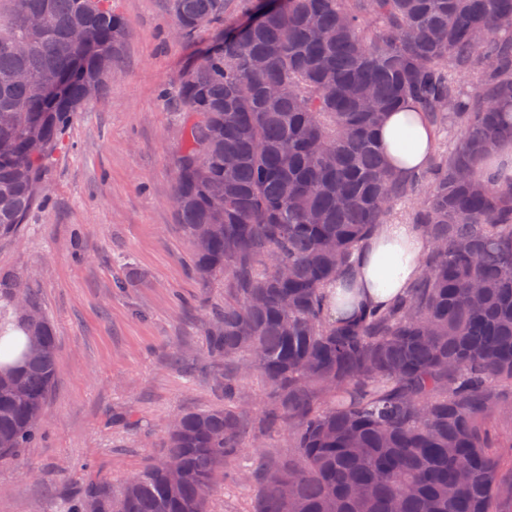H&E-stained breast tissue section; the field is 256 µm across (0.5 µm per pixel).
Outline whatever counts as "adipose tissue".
Returning a JSON list of instances; mask_svg holds the SVG:
<instances>
[{
    "label": "adipose tissue",
    "instance_id": "ef3b65f1",
    "mask_svg": "<svg viewBox=\"0 0 512 512\" xmlns=\"http://www.w3.org/2000/svg\"><path fill=\"white\" fill-rule=\"evenodd\" d=\"M414 124L415 138L411 151L401 153L396 147L405 121ZM388 164L402 176L421 170L430 155L433 131L421 113L411 105L386 114L378 132ZM426 241L409 224H386L360 253L352 275L344 287L354 291V307L385 305L421 274L419 257Z\"/></svg>",
    "mask_w": 512,
    "mask_h": 512
}]
</instances>
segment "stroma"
Segmentation results:
<instances>
[{
    "mask_svg": "<svg viewBox=\"0 0 512 512\" xmlns=\"http://www.w3.org/2000/svg\"><path fill=\"white\" fill-rule=\"evenodd\" d=\"M124 49L100 96L68 125L44 201L0 238V278L34 288L57 342L38 443L0 462V512H68L160 461L185 411L223 406L205 326L224 281L198 282L170 204L182 114L174 89L208 46L178 38L170 0H112ZM260 487L216 477L208 512H255Z\"/></svg>",
    "mask_w": 512,
    "mask_h": 512,
    "instance_id": "35a3bbf8",
    "label": "stroma"
}]
</instances>
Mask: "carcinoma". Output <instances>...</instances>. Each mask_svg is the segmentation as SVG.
<instances>
[{
    "mask_svg": "<svg viewBox=\"0 0 512 512\" xmlns=\"http://www.w3.org/2000/svg\"><path fill=\"white\" fill-rule=\"evenodd\" d=\"M0 8V237L15 235L69 120L107 85L126 25L111 0ZM171 0L183 36L215 33L186 67L171 204L201 281L224 278L205 329L214 363L264 379L251 439L226 408L182 412L164 460L120 495L90 486L72 512H207L215 474L281 429L296 457L240 481L255 512H496L512 484L486 421L511 413L512 173L484 167L512 142V0ZM471 86L464 87L465 80ZM455 134L409 180L376 130L405 100ZM428 240L422 274L386 307L336 318L346 277L394 207ZM31 337L0 371V461L42 433L56 342L31 288ZM179 465L171 487L165 464Z\"/></svg>",
    "mask_w": 512,
    "mask_h": 512,
    "instance_id": "1",
    "label": "carcinoma"
}]
</instances>
